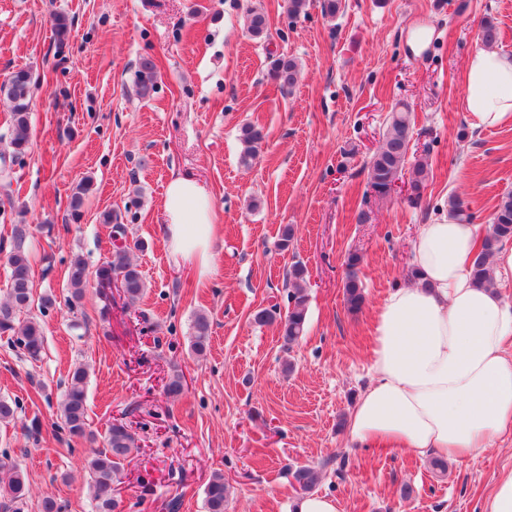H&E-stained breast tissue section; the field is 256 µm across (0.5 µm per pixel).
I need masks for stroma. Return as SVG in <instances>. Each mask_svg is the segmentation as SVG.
Masks as SVG:
<instances>
[{
  "label": "stroma",
  "instance_id": "1",
  "mask_svg": "<svg viewBox=\"0 0 512 512\" xmlns=\"http://www.w3.org/2000/svg\"><path fill=\"white\" fill-rule=\"evenodd\" d=\"M322 0L289 16L286 0H0V81L20 68L38 86L29 111L30 144L11 181L0 179V299L15 224L26 231L32 308L46 336L40 360L0 336V396L18 400L15 424L0 426V458L18 463L30 496L64 512H94L83 463L111 423L128 424L140 446L127 467L116 512H206L204 489L223 473L224 512H288L299 490L290 474L322 468L318 492L341 512H483L498 478L512 470V434L485 453L449 461L446 471L399 448H361L348 414L370 377L377 309L406 283L420 225L450 196L490 224L512 192V124L474 128L463 104L467 57L481 50L480 24L497 25L512 51V0H345L336 17ZM268 17L263 37L247 30L250 8ZM72 20L64 47L52 16ZM435 37L426 52L412 30ZM155 58L157 87L134 92L140 57ZM294 58L301 79L281 90L267 72ZM414 116L410 159L427 155L433 173L421 204L405 187L372 193L365 167L397 104ZM265 136L251 167L241 166V126ZM199 177L214 197L215 267L207 277L171 255L161 200L175 174ZM90 179L79 223H66L77 184ZM257 208H250V201ZM117 216L147 284L128 307L117 291L87 288L66 306L67 262L89 269L115 248L104 213ZM293 225L288 249L279 230ZM363 257L365 301L349 313L345 257ZM309 275L307 329L285 349L278 324L257 311H287L286 274ZM207 313V351L191 349L192 323ZM89 371L93 440L60 427L68 373ZM184 394L166 399L170 374Z\"/></svg>",
  "mask_w": 512,
  "mask_h": 512
}]
</instances>
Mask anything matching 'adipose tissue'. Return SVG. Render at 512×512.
Here are the masks:
<instances>
[{
	"mask_svg": "<svg viewBox=\"0 0 512 512\" xmlns=\"http://www.w3.org/2000/svg\"><path fill=\"white\" fill-rule=\"evenodd\" d=\"M464 106L474 127L512 123V52L488 49L465 64ZM171 254L213 270L215 209L196 179L170 178L163 195ZM481 225L447 214L421 225L413 244L420 281L395 288L374 320L370 379L348 430L363 448L388 446L452 460L485 452L512 431V303L476 285L469 259Z\"/></svg>",
	"mask_w": 512,
	"mask_h": 512,
	"instance_id": "obj_1",
	"label": "adipose tissue"
}]
</instances>
